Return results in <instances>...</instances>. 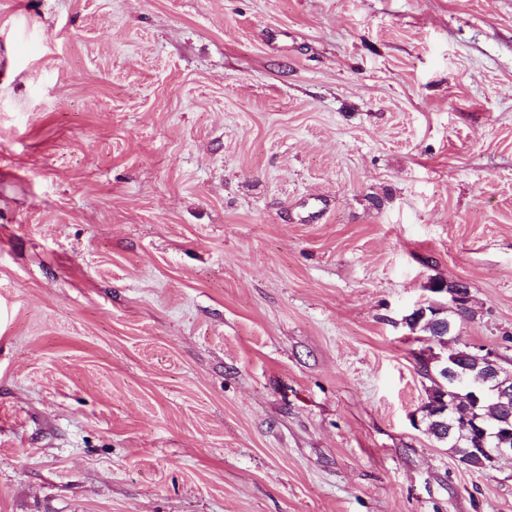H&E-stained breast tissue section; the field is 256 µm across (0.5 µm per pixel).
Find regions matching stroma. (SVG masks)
<instances>
[{
	"label": "stroma",
	"mask_w": 512,
	"mask_h": 512,
	"mask_svg": "<svg viewBox=\"0 0 512 512\" xmlns=\"http://www.w3.org/2000/svg\"><path fill=\"white\" fill-rule=\"evenodd\" d=\"M432 279L512 370V0H0V512H512ZM430 288H438L432 291V301L435 304L433 314L430 317L431 322L423 321L422 331L426 333L430 340L436 346H439L440 352H434L430 347V355L420 363V371L423 377L430 383L427 394L432 396L434 400L445 397L448 399V386L440 373L441 365L449 360L448 366L444 369V373L448 377V384L451 387H462L472 392L471 400L475 406L479 405L483 396L489 393L502 395L501 398L494 399L489 409L481 408L478 411L485 413H496L500 419L509 420L512 423V371L502 365L501 355L492 349H484V354L480 355L482 359V370L479 378L480 385L474 388L471 384L470 377L466 370L475 365L474 352L471 350H463L455 348V352H448V331L452 332L448 326H456V321H451L448 317V301L454 306H462L465 304L468 294L463 288L456 291H450L456 288V282L431 281ZM448 293V299H447ZM446 350V353L443 351ZM461 369H460V367ZM509 394V395H507ZM506 395V396H504ZM435 402L433 399L426 400L421 408L422 416L432 417L434 415L442 418V425L445 428L442 433L443 439H451L458 431H466L470 439H474L480 448H472V453L484 462L494 461L496 459L512 458V428H504L500 425V421L496 419H487L478 413L462 414L458 405L454 401L445 400ZM441 418L435 417L428 421L429 433L442 444L448 445V440H440L439 428L441 427ZM448 445L458 458L462 457L463 452L470 443L467 439H462L459 446Z\"/></svg>",
	"instance_id": "obj_1"
}]
</instances>
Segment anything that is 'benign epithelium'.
I'll list each match as a JSON object with an SVG mask.
<instances>
[{
    "label": "benign epithelium",
    "mask_w": 512,
    "mask_h": 512,
    "mask_svg": "<svg viewBox=\"0 0 512 512\" xmlns=\"http://www.w3.org/2000/svg\"><path fill=\"white\" fill-rule=\"evenodd\" d=\"M481 359L480 385L476 388L472 386L466 371L460 369L455 361H448V366L444 369L448 384L471 391V400L476 406L490 393L502 396L512 393V371L502 365L501 355L488 349L481 355ZM421 411L425 418L434 415L442 418L445 428L443 436L448 440L459 431L467 432L469 438L479 444V447L472 449V453L482 461L512 458V428L502 427L500 421L477 413L463 414L457 403L450 400L435 402L427 399Z\"/></svg>",
    "instance_id": "1"
}]
</instances>
